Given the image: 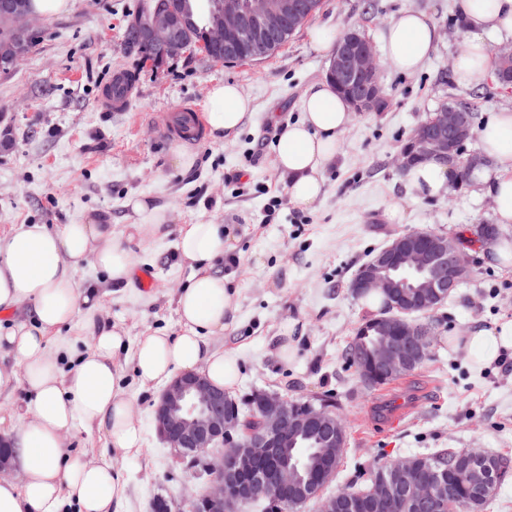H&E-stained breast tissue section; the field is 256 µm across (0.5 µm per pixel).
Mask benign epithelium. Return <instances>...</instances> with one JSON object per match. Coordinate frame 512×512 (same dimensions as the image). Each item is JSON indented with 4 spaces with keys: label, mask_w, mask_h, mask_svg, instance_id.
I'll list each match as a JSON object with an SVG mask.
<instances>
[{
    "label": "benign epithelium",
    "mask_w": 512,
    "mask_h": 512,
    "mask_svg": "<svg viewBox=\"0 0 512 512\" xmlns=\"http://www.w3.org/2000/svg\"><path fill=\"white\" fill-rule=\"evenodd\" d=\"M310 0H221L208 30L207 40L191 44L188 35L193 21L183 12L165 7L145 22L126 32L128 41L151 51L146 61L158 64L195 50L216 62L234 59L243 46L251 58L264 59L287 40L288 34L314 13ZM0 19L14 21L15 56L5 59L9 65L27 56L35 41L36 16L23 11L21 0H0ZM328 77L335 78L347 92L352 110L368 113L376 108L384 92L379 66L372 44L356 31L338 37L330 59ZM469 112L457 105H441L436 112L415 128L409 147L398 155V165L407 167L415 161L434 159L451 167L479 165L474 156L463 157L465 137L470 135ZM410 269L423 274L414 297L404 290L406 281L399 272ZM469 272V263L458 241L445 234L412 230L398 235L372 260L362 265L351 288L356 294L386 293L398 297L403 304L414 303L434 307L455 290L461 276ZM381 338L371 348L358 346L360 355L368 357L370 368L361 372L362 382L371 383L373 376L392 378L400 369L419 357L430 346L431 331L416 324L395 328L380 326ZM230 401L223 389L212 385L200 372H183L174 377L160 393L154 408L159 435L175 457H203L210 478L198 500L207 512H225L231 499L244 501L251 497L249 487L241 485L227 492L230 480L237 477L249 460L274 462L271 470L256 471L251 479L258 494L278 504L276 512L289 510L288 502H302L317 494L313 486L302 485L295 468L280 448L288 436L301 430L319 432L329 448L345 440L346 426L326 409L311 405L299 409L288 398L267 391L258 402L262 414L259 430L242 436L237 422L228 421L224 406ZM224 450L215 452L216 445ZM15 448L12 440L0 435V475L10 473ZM436 485L428 480L414 487V506L426 508L434 499Z\"/></svg>",
    "instance_id": "1"
}]
</instances>
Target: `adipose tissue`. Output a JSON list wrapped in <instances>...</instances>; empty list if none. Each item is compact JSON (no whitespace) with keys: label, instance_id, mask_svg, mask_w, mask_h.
<instances>
[{"label":"adipose tissue","instance_id":"obj_1","mask_svg":"<svg viewBox=\"0 0 512 512\" xmlns=\"http://www.w3.org/2000/svg\"><path fill=\"white\" fill-rule=\"evenodd\" d=\"M455 2L464 26L455 72L461 81L473 82L497 69L490 42L512 39V0ZM384 42L387 61L409 73L428 61L438 35L425 14L409 12L388 26ZM210 104L207 123L215 140L236 132L252 111L250 98L230 81L212 86ZM302 110L301 120L279 137L273 164L287 179L291 204L306 211L325 192V174L340 151L352 111L328 82L306 90ZM478 136L488 163L476 168L471 180L491 197L499 229H512V109L494 113ZM409 177L428 197L453 189L449 169L434 160L411 167ZM177 251L192 271L176 301L180 333L155 331L133 341L124 325L96 319L100 295L75 282L76 271L89 261L112 284L130 282V254L113 243L109 225L19 224L0 237V315L10 320L0 330V352L15 361L14 367H0V394L21 385L31 393L22 428H15L13 417L0 415V434L13 436L22 471L20 480H0V512H66L70 507L76 512H128L117 464L140 456L143 438L119 359L125 345L133 347L141 387L194 370L203 371L217 387H234L235 356L213 349L208 341L223 331L233 307L234 292L218 266L232 254L229 234L221 224H184ZM78 315L91 342L72 360L58 333ZM77 432L103 434L111 454L92 461L69 456L64 439Z\"/></svg>","mask_w":512,"mask_h":512}]
</instances>
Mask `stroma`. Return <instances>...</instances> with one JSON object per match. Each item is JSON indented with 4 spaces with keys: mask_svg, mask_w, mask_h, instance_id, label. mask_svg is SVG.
I'll list each match as a JSON object with an SVG mask.
<instances>
[{
    "mask_svg": "<svg viewBox=\"0 0 512 512\" xmlns=\"http://www.w3.org/2000/svg\"><path fill=\"white\" fill-rule=\"evenodd\" d=\"M454 4L322 0L316 15L265 59L221 64L193 54L156 67L125 43L139 0H72L68 12L38 17L32 52L0 71V234L15 224L111 225L136 279L113 288L88 263L75 280L103 291L100 319L120 322L136 337L179 331L175 301L192 275L178 259L180 225L230 228L239 260L227 271L235 306L211 343L237 357L232 398L275 391L330 403L344 421L348 444L326 494L364 488L374 459L443 448L512 457V371L495 360L478 364L468 345L473 329L512 319V273L481 256L480 227L495 221L492 201L473 185L421 196L396 165L412 130L441 104L471 103L479 123L512 107V84L496 76L458 81L453 64L463 25ZM407 11L423 12L436 27L435 54L411 73L382 61L387 109L354 115L325 195L310 210L295 209L273 156L281 128L301 117L304 92L326 79L332 52L312 48L314 31L357 30L382 60L384 30ZM119 71L132 72L136 85L130 107L112 112L100 94ZM224 80L236 82L254 106L237 132L197 144L159 137L169 114L188 105L206 111L209 89ZM181 152L190 167L178 166ZM134 196L166 211V236L135 233L140 218L126 205ZM396 202L404 207L399 222L388 214ZM414 229L460 237L471 273L436 310L417 317L432 331L430 360L411 375L368 387L345 351L374 312L350 283L372 253ZM143 272L153 279L150 288L141 286ZM130 392L144 451L120 465L129 512H152L158 497L188 512L203 489L197 471L158 436L157 392L135 385Z\"/></svg>",
    "mask_w": 512,
    "mask_h": 512,
    "instance_id": "stroma-1",
    "label": "stroma"
}]
</instances>
